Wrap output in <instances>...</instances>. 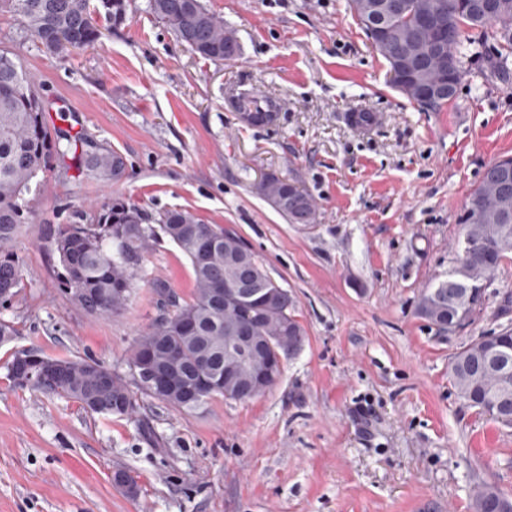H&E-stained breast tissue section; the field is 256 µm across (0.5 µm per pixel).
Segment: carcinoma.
I'll list each match as a JSON object with an SVG mask.
<instances>
[{
    "label": "carcinoma",
    "instance_id": "1",
    "mask_svg": "<svg viewBox=\"0 0 512 512\" xmlns=\"http://www.w3.org/2000/svg\"><path fill=\"white\" fill-rule=\"evenodd\" d=\"M507 2L508 19L505 30L494 27L499 46L512 53V0ZM402 15L396 29L375 49L394 70V61L409 50L426 51L429 32L416 27L411 16L412 5L419 0H400ZM435 18L448 25V75L454 79L451 96H456L466 62L479 53L474 44L464 38L463 27L481 28L480 17L471 13L476 0H429ZM129 0H0V12L19 17L24 28L47 51L62 53L81 49L100 36L95 18H102L117 27L126 20ZM153 16L165 24L176 40L195 55L214 62L232 61L241 47L235 34L224 26V19L211 12L202 0H149ZM31 75L16 58L0 51V289H8L6 298L13 299L24 276L23 261L15 249L22 224L23 194L38 183L39 174L47 171L54 159L71 153L81 174L100 179L117 178L125 171L123 158L117 153L90 151L78 136L65 135L52 140L44 124V104L33 89ZM66 144H61V141ZM258 192L271 204L288 196V178L269 176L257 184ZM494 193V187L480 180L471 193L458 241L459 255L469 251L463 264H453L448 270L462 283L487 280L502 258L512 252V217L507 218L484 202ZM482 210L476 224L469 223L470 213ZM151 217L138 205L115 197L105 204L96 222L91 224L59 225L51 236V249L59 258L60 284L69 294L80 290L85 295L83 308L101 315H116L126 309L136 276L135 266L151 251L158 234L174 242L188 258L194 276V294L184 305L173 303L172 310L157 318L139 336L127 360L137 366L151 355L161 362L165 345L181 344L184 358L171 369L172 381L154 393L139 390L141 397L158 400L184 412H194L208 400L224 395L216 390L202 396L201 401L184 395L188 384V368L200 355L211 361L217 373L235 366L224 358L227 333L224 322L235 321L252 326L256 336L288 335L289 319L283 307L271 305L263 293L251 298L249 307L240 312H224L214 304L215 295L224 290L230 272L229 259L242 251L241 240L217 224H207L186 210H170L150 224ZM437 285L421 294L417 313L434 325L453 313L458 293L450 290L443 298L435 296ZM484 339L456 353L450 362L452 383L461 399L481 409L499 424L512 427V412L500 416L487 407L489 400L508 392L512 397V374L503 377L493 366L475 369L474 364L484 354ZM59 378L46 380L40 368H32L33 389L42 393L65 396L78 401L83 408L104 417L132 413L137 401L125 379L114 375L101 363L85 358L58 364ZM111 377V387L100 392L94 382L96 375ZM501 493L484 484L474 490V512H494L493 496Z\"/></svg>",
    "mask_w": 512,
    "mask_h": 512
}]
</instances>
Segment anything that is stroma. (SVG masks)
I'll use <instances>...</instances> for the list:
<instances>
[{"instance_id": "35a3bbf8", "label": "stroma", "mask_w": 512, "mask_h": 512, "mask_svg": "<svg viewBox=\"0 0 512 512\" xmlns=\"http://www.w3.org/2000/svg\"><path fill=\"white\" fill-rule=\"evenodd\" d=\"M203 2L235 32L237 60L190 52L149 0L62 54L0 12V50L34 77L51 134L126 163L103 182L59 161L25 196L24 279L0 307L15 329L0 343V512H472L484 483L512 499V427L463 401L448 373L465 346L512 330V254L467 327L443 331L416 312L456 254L485 167L512 155V71L491 73V31L465 30L483 54L435 111L391 87L347 0ZM241 89L274 99L277 121L242 123L228 104ZM356 112L377 120L357 130ZM269 173L313 198V223H288L258 193ZM116 195L236 233L287 290L305 341L270 391L189 414L143 399L132 416L105 418L13 382L21 349L127 373L160 313L156 284L191 301L190 264L163 236L121 314L89 312L60 288L50 228L91 223ZM117 469L136 477L137 497L113 485Z\"/></svg>"}]
</instances>
